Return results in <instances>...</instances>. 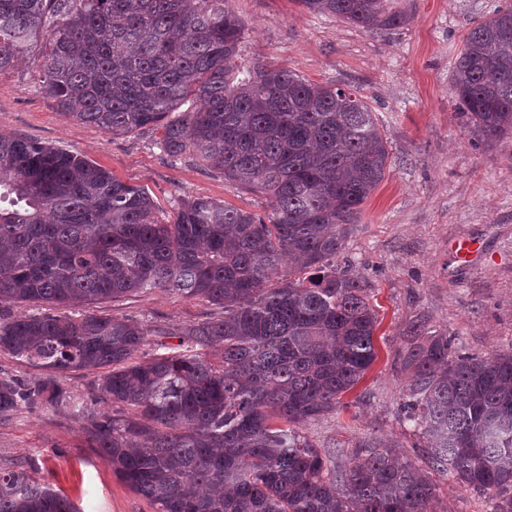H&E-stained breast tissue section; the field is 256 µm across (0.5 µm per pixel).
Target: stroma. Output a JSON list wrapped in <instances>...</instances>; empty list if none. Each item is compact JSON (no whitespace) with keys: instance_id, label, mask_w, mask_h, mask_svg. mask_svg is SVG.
Wrapping results in <instances>:
<instances>
[{"instance_id":"stroma-1","label":"stroma","mask_w":512,"mask_h":512,"mask_svg":"<svg viewBox=\"0 0 512 512\" xmlns=\"http://www.w3.org/2000/svg\"><path fill=\"white\" fill-rule=\"evenodd\" d=\"M503 2L391 0L408 12L409 24L368 33L310 13L297 0H227L245 26L238 65L267 62L312 83L357 89L387 142L385 177L336 257L358 276L379 313L377 359L345 394L344 409L303 429L312 444L331 452L335 467H344L370 435L393 440L401 458L416 459L420 440L399 420L410 385L400 355L415 324L448 334L460 353L486 357L512 349V134L472 145L449 81L466 33ZM43 63L36 48L18 68L0 74V134L83 155L147 190L163 220L179 200L198 196L267 212L264 194L232 186L195 154L169 156L157 131L115 137L66 119L40 83ZM464 241L480 247L467 262L452 251ZM90 311L145 325L149 355L169 352L176 332L224 314L205 300L161 289L68 313ZM84 425L65 404L18 412L0 422V468L24 466L81 512H154L88 447ZM433 479L448 512H491V500L459 486L450 473Z\"/></svg>"}]
</instances>
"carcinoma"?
Masks as SVG:
<instances>
[{
  "instance_id": "cac0c4a2",
  "label": "carcinoma",
  "mask_w": 512,
  "mask_h": 512,
  "mask_svg": "<svg viewBox=\"0 0 512 512\" xmlns=\"http://www.w3.org/2000/svg\"><path fill=\"white\" fill-rule=\"evenodd\" d=\"M297 2L365 32L410 21L387 0ZM243 35L225 0H0V73L41 38L55 110L114 136L158 130L168 155L191 150L269 198L261 216L196 197L164 223L145 189L0 135V306L162 288L224 309L142 359L149 330L134 320L0 315V354L44 371L0 379V421L71 403L60 378L102 369L94 391L112 412L80 406L84 438L154 512H438L432 471L512 512L511 350L459 354L445 334L412 331L402 415L429 444L425 468L371 436L331 469L302 433L345 407L376 359L377 312L336 255L389 153L357 92L236 66ZM451 83L473 144L512 132V5L464 36ZM0 512L79 509L13 467L0 470Z\"/></svg>"
}]
</instances>
